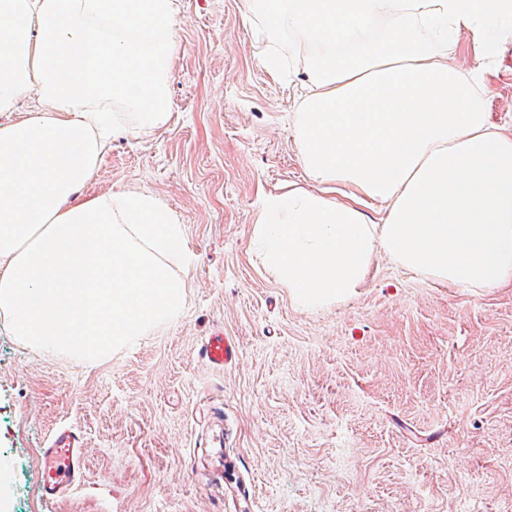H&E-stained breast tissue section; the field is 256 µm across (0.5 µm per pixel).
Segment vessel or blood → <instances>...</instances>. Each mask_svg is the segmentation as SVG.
Wrapping results in <instances>:
<instances>
[{"instance_id":"1","label":"vessel or blood","mask_w":512,"mask_h":512,"mask_svg":"<svg viewBox=\"0 0 512 512\" xmlns=\"http://www.w3.org/2000/svg\"><path fill=\"white\" fill-rule=\"evenodd\" d=\"M207 363L215 368L235 360L238 352L236 342L223 333L216 332L208 337L202 347ZM83 444L71 429H57L43 451L45 476L42 489L45 497L55 498L80 483L83 465Z\"/></svg>"}]
</instances>
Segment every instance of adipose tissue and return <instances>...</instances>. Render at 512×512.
Returning <instances> with one entry per match:
<instances>
[{
    "mask_svg": "<svg viewBox=\"0 0 512 512\" xmlns=\"http://www.w3.org/2000/svg\"><path fill=\"white\" fill-rule=\"evenodd\" d=\"M177 14L178 0H0V313L24 342L97 358L183 306L173 212L80 194L115 135L168 124ZM246 19L259 38L289 31L306 77L293 132L310 186L262 195L252 234L293 299L354 295L380 251L439 284L512 286V137L481 69L448 62L465 31L479 62L496 58L512 0H248Z\"/></svg>",
    "mask_w": 512,
    "mask_h": 512,
    "instance_id": "ef3b65f1",
    "label": "adipose tissue"
}]
</instances>
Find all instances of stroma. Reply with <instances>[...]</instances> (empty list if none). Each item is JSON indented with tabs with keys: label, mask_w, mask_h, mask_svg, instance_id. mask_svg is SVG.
I'll use <instances>...</instances> for the list:
<instances>
[{
	"label": "stroma",
	"mask_w": 512,
	"mask_h": 512,
	"mask_svg": "<svg viewBox=\"0 0 512 512\" xmlns=\"http://www.w3.org/2000/svg\"><path fill=\"white\" fill-rule=\"evenodd\" d=\"M245 0H180L172 117L116 137L83 193L152 195L188 256L179 314L90 362L0 318V512H512V288H454L377 254L359 293L306 310L252 246L262 194L308 188L289 34ZM512 136V48L483 74ZM224 331L235 361L201 346ZM70 427L83 483L45 500L42 450ZM204 359L207 363L218 369H224V365L235 360L238 352L236 342L223 332L213 333L208 337L202 347Z\"/></svg>",
	"instance_id": "1"
}]
</instances>
